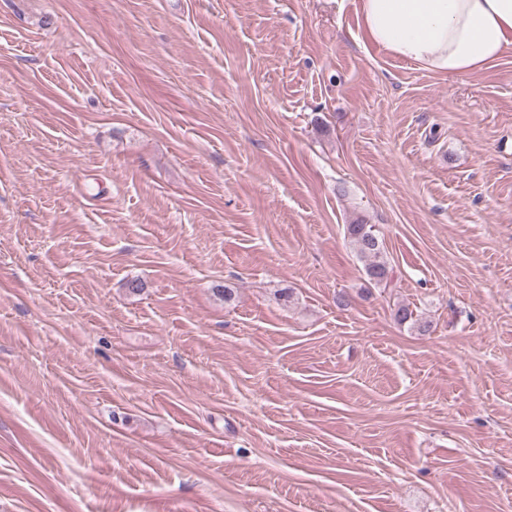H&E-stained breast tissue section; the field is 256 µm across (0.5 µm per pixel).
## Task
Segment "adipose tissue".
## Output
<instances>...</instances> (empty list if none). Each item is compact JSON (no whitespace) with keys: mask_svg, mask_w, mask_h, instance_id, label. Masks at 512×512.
Here are the masks:
<instances>
[{"mask_svg":"<svg viewBox=\"0 0 512 512\" xmlns=\"http://www.w3.org/2000/svg\"><path fill=\"white\" fill-rule=\"evenodd\" d=\"M360 11L372 43L445 77L488 68L512 50V0H360Z\"/></svg>","mask_w":512,"mask_h":512,"instance_id":"1","label":"adipose tissue"}]
</instances>
